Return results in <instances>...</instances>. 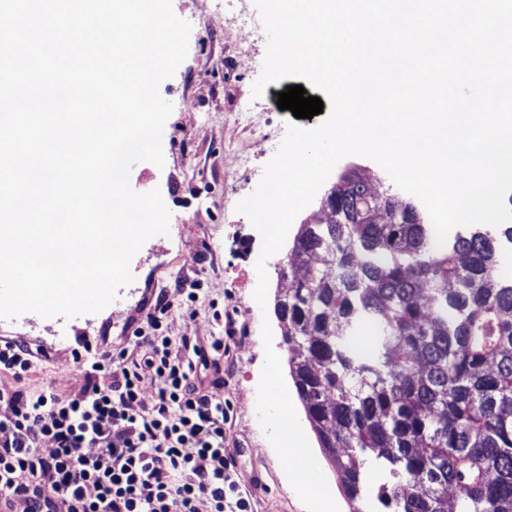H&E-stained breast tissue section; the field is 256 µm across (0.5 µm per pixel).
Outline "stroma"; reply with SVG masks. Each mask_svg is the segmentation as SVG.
Returning <instances> with one entry per match:
<instances>
[{
    "mask_svg": "<svg viewBox=\"0 0 512 512\" xmlns=\"http://www.w3.org/2000/svg\"><path fill=\"white\" fill-rule=\"evenodd\" d=\"M173 9L192 30L186 59L159 86L162 98L174 106L162 136L165 164L140 162L129 176L135 192L160 190L170 212L169 232L144 243L131 260L133 282L121 287L102 312L70 319H45L34 313L0 319V338L29 341L52 351L50 359L37 361L22 379L0 371V388L20 386L31 393L50 388L59 396L69 395L79 379L73 350L87 343L114 352L128 347L145 301L165 295L172 308L163 329L172 344L185 336L224 339L220 394L230 408L224 446L236 459L235 478L251 494L254 512H307L292 485L284 481L280 460L255 414L264 364L262 323L270 324L273 347L281 360L289 358L275 312L283 286L277 272L287 253L282 250L268 259L267 300L258 305L253 292L262 239L250 219L236 210L237 203L257 188L265 165L294 119L292 111L277 105L279 92L292 81L286 78L269 84L263 97L253 98L252 86L262 71L267 40L252 41L248 60H239L235 37L224 31L225 17L238 11L236 0H173ZM246 96L252 97L259 115L253 127L232 118ZM250 149L255 155L249 168L225 167V155ZM349 169L363 171L379 195L403 202L413 199L376 161L363 156L343 158L330 182H337ZM192 290L197 293L193 302L187 298ZM239 310L249 321L246 333L226 337L220 315Z\"/></svg>",
    "mask_w": 512,
    "mask_h": 512,
    "instance_id": "1",
    "label": "stroma"
}]
</instances>
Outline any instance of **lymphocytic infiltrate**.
I'll return each mask as SVG.
<instances>
[{
  "instance_id": "lymphocytic-infiltrate-1",
  "label": "lymphocytic infiltrate",
  "mask_w": 512,
  "mask_h": 512,
  "mask_svg": "<svg viewBox=\"0 0 512 512\" xmlns=\"http://www.w3.org/2000/svg\"><path fill=\"white\" fill-rule=\"evenodd\" d=\"M169 308L156 299L132 348L74 353L82 380L68 396L0 390V512H252L224 451L221 381L203 378L220 372L224 342L172 346Z\"/></svg>"
}]
</instances>
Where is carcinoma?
Here are the masks:
<instances>
[{
    "label": "carcinoma",
    "mask_w": 512,
    "mask_h": 512,
    "mask_svg": "<svg viewBox=\"0 0 512 512\" xmlns=\"http://www.w3.org/2000/svg\"><path fill=\"white\" fill-rule=\"evenodd\" d=\"M351 173L337 224H303L276 303L290 373L364 512H512V272L496 236L427 225ZM370 340L361 341L364 333ZM386 474L373 493L367 468Z\"/></svg>",
    "instance_id": "carcinoma-1"
}]
</instances>
